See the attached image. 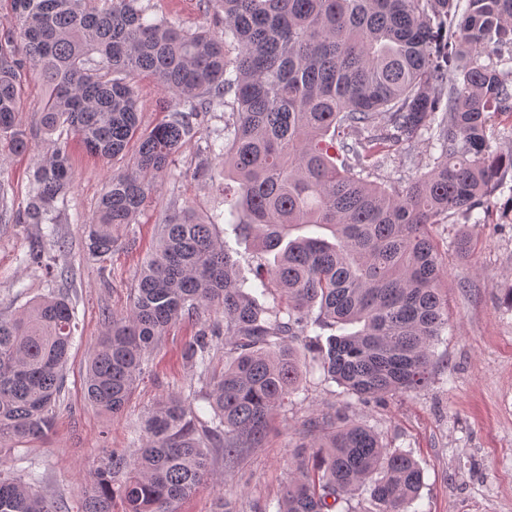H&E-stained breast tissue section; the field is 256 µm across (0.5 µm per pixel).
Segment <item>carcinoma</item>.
Here are the masks:
<instances>
[{"label": "carcinoma", "instance_id": "obj_1", "mask_svg": "<svg viewBox=\"0 0 512 512\" xmlns=\"http://www.w3.org/2000/svg\"><path fill=\"white\" fill-rule=\"evenodd\" d=\"M92 2L10 0L0 29V146L32 148L16 115L28 71L47 88L35 121L53 143L25 205L10 206L0 180V223L48 225L52 248L38 242L22 263L69 273L54 221L73 177L64 135L103 158L138 143L84 226L88 254L104 257L118 247L114 228L135 223L176 151L200 134L199 117L222 112L204 152L224 158L237 183L229 213L256 241L274 298L267 307L246 291L215 217L184 211L165 220L126 313L104 314L84 380L93 407L121 413L149 355L187 321L196 331L183 358L213 419L180 395L161 398L135 454L107 451L89 473L79 512H178L214 478L213 457L230 468L262 447L271 419L296 404L304 360L364 403L428 384L448 328L431 227L489 208L512 173V154L491 152L488 138L491 118L512 112V0H203L222 38L149 21L142 0ZM140 74L165 94L166 118L145 133ZM425 135L440 149L427 173L371 181L392 150L399 167L412 162ZM75 329L64 293L0 315V443L51 431ZM423 486L411 453L327 402L299 432L277 503L252 512H356L360 490L365 512H410ZM0 512L61 510L0 469Z\"/></svg>", "mask_w": 512, "mask_h": 512}]
</instances>
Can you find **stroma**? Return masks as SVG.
I'll list each match as a JSON object with an SVG mask.
<instances>
[{
  "mask_svg": "<svg viewBox=\"0 0 512 512\" xmlns=\"http://www.w3.org/2000/svg\"><path fill=\"white\" fill-rule=\"evenodd\" d=\"M148 19H173L184 28L205 26L199 0H142ZM25 154L0 149V178L9 184V199L25 202L38 164L50 152L48 140L33 137ZM200 139L183 145L174 156V173L165 176L145 201L137 224L119 231L122 240L110 256L90 257L82 247L83 220L95 212L106 180L134 159V150L101 159L72 145L73 184L56 212L59 236L70 244L66 263L72 276L48 279L43 271L18 262L43 232L39 224H0V313L21 310L49 292L70 297L78 329L65 370V387L52 431L41 441L0 447V469L35 479L39 489L76 512L87 477L103 448H131L156 403L169 393L188 394L191 371L181 352L195 328L173 327L149 358L150 374L136 388L118 416L99 414L84 398V377L91 349L101 336L104 312L120 315L140 269L154 251L165 216L178 210L220 215L217 231L236 252L238 275L253 288L251 245L238 239L232 218L224 214V192L235 182L224 179V162L205 159ZM208 175H196L200 163ZM483 223L437 224L432 234L446 264L441 295L448 304V328L435 348V364L427 386L397 394L386 404H362L337 384L305 370L297 404L275 416L263 447L251 449L232 472L216 463L221 484L201 486L182 500L179 512H214L219 498L235 501L250 512L257 501L279 498L288 478L294 431L315 416L324 403L336 404L352 418L374 427L384 443L412 451L424 470L425 486L418 512H512V306L501 291L512 286V199L495 194ZM468 240V254L458 250Z\"/></svg>",
  "mask_w": 512,
  "mask_h": 512,
  "instance_id": "1",
  "label": "stroma"
}]
</instances>
